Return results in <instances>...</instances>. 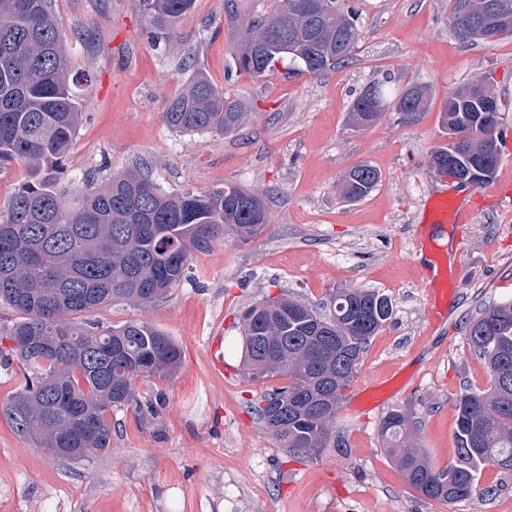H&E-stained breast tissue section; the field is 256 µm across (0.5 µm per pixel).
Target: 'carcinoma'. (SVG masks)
<instances>
[{"instance_id":"cac0c4a2","label":"carcinoma","mask_w":512,"mask_h":512,"mask_svg":"<svg viewBox=\"0 0 512 512\" xmlns=\"http://www.w3.org/2000/svg\"><path fill=\"white\" fill-rule=\"evenodd\" d=\"M53 0H0V166L22 162L25 183L0 221V305L15 317L0 324V365H20L13 395L0 417L21 437L59 462L103 454L112 447V409L138 403L135 381L170 376L181 362L177 342L146 321L105 326L86 314L115 301L141 306L164 297L186 279L191 253L231 235L241 244L266 224L264 201L237 186L204 194H166L136 169L114 175L102 188L86 185L66 201L64 161L82 121L80 78L57 26ZM151 38L176 37L179 19L194 0H144ZM344 0H278L269 16L246 20L237 0H224L237 71L262 78L285 59L318 75L352 57L358 17ZM487 0H454L450 25L463 41L487 40L478 23ZM390 77L362 91L351 112L359 128L389 107L405 122L423 111L420 85L391 93ZM501 110L487 83L448 96L441 121L448 142L431 154V168L470 164L490 175ZM246 105L224 95L203 73L169 103L164 119L180 132L240 127ZM380 180L368 164L345 176L341 196L366 197ZM331 312L299 301L267 298L249 306L242 356L252 377H288L255 410L283 448L318 452L336 447V412L358 373L370 339L391 318L390 300L373 290L336 293ZM465 338L484 361L486 389H467L456 403L457 463L438 468L414 443L408 415L385 416L380 436L408 484L448 503L472 497L481 466L512 469V301L488 305L465 326ZM10 345H3L4 341Z\"/></svg>"}]
</instances>
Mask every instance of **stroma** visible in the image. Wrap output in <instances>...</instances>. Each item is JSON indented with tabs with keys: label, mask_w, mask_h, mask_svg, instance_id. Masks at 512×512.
Wrapping results in <instances>:
<instances>
[{
	"label": "stroma",
	"mask_w": 512,
	"mask_h": 512,
	"mask_svg": "<svg viewBox=\"0 0 512 512\" xmlns=\"http://www.w3.org/2000/svg\"><path fill=\"white\" fill-rule=\"evenodd\" d=\"M346 4L362 26L348 61L319 75L287 63L256 79L231 69L224 0H195L168 42L148 37L141 0H54L71 69L88 77L65 162L71 193L86 177L100 182L140 163L169 194L226 185L257 193L267 224L250 244L227 237L193 252L187 279L165 299L92 312L107 326L152 324L180 345L181 364L136 380L147 410H114L112 447L99 456L55 461L0 419V512H512V470L484 465L472 498L431 500L407 484L379 434L390 411L406 412L420 447L444 467L456 460L458 396L491 385L463 324L512 298V203L485 201L473 224L433 223L439 183L429 159L443 141L445 100L473 82L488 81L512 133V36L461 43L448 23L453 0ZM187 54L225 95L247 102L234 133L165 123L188 82L179 67ZM387 75L398 89L425 86V111L403 123L388 110L356 128L355 98ZM359 163L381 180L348 201L340 184ZM438 264L453 291L447 319L432 325L421 280ZM353 288L385 295L393 315L337 411L343 442L315 455L280 447L249 404L288 379L248 373L240 315L268 296L316 305Z\"/></svg>",
	"instance_id": "1"
}]
</instances>
